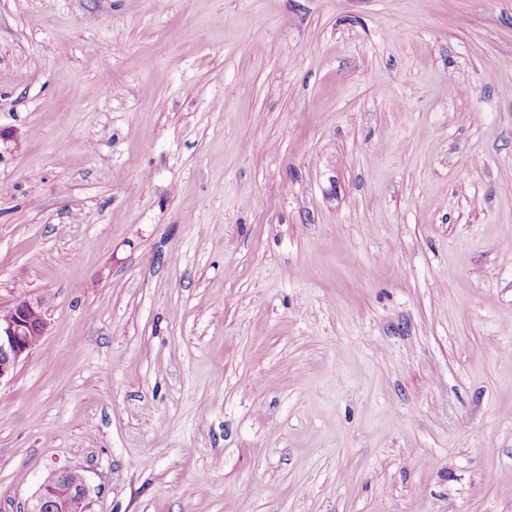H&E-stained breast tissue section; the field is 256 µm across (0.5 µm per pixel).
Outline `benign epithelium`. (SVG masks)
Instances as JSON below:
<instances>
[{"label":"benign epithelium","instance_id":"1","mask_svg":"<svg viewBox=\"0 0 512 512\" xmlns=\"http://www.w3.org/2000/svg\"><path fill=\"white\" fill-rule=\"evenodd\" d=\"M47 300L43 296H20L0 313V383L12 378L18 364L45 336ZM69 471L50 476L28 503L27 512H91L87 485L65 486Z\"/></svg>","mask_w":512,"mask_h":512}]
</instances>
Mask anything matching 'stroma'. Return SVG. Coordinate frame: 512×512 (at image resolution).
<instances>
[{
	"mask_svg": "<svg viewBox=\"0 0 512 512\" xmlns=\"http://www.w3.org/2000/svg\"><path fill=\"white\" fill-rule=\"evenodd\" d=\"M512 0H0V512H512ZM46 313V298L29 294L0 313V384L12 378L18 364L45 336ZM70 470L59 471L50 476L28 503L27 512H90V502L85 478L79 486L64 489L65 494L57 496L53 490L66 483Z\"/></svg>",
	"mask_w": 512,
	"mask_h": 512,
	"instance_id": "stroma-1",
	"label": "stroma"
}]
</instances>
